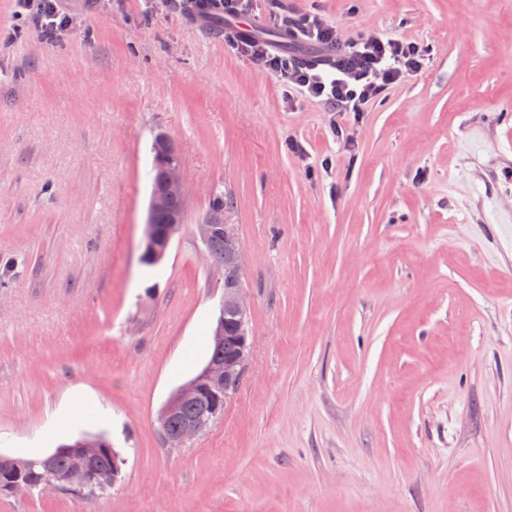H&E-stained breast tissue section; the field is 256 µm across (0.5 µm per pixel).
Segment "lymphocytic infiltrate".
Segmentation results:
<instances>
[{
  "label": "lymphocytic infiltrate",
  "instance_id": "1",
  "mask_svg": "<svg viewBox=\"0 0 512 512\" xmlns=\"http://www.w3.org/2000/svg\"><path fill=\"white\" fill-rule=\"evenodd\" d=\"M33 18L40 38L54 41L69 21L57 0H17ZM289 43H313L320 59L307 63L271 48L253 36L240 37L241 49L260 60L285 87L319 102L328 112H361L390 86L421 70L423 57L415 43L370 34L341 41L334 26L307 17L288 30Z\"/></svg>",
  "mask_w": 512,
  "mask_h": 512
}]
</instances>
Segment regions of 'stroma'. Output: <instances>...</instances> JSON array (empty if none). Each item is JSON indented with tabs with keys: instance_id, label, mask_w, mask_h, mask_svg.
<instances>
[{
	"instance_id": "obj_1",
	"label": "stroma",
	"mask_w": 512,
	"mask_h": 512,
	"mask_svg": "<svg viewBox=\"0 0 512 512\" xmlns=\"http://www.w3.org/2000/svg\"><path fill=\"white\" fill-rule=\"evenodd\" d=\"M60 5L49 43L0 0V455L106 434L123 479L95 512H512V0H249L269 43L316 15L426 50L348 142L184 0ZM161 130L189 194L151 268ZM219 192L250 357L223 416L166 448L157 414L219 315L195 232Z\"/></svg>"
}]
</instances>
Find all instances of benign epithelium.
Wrapping results in <instances>:
<instances>
[{"label":"benign epithelium","instance_id":"1","mask_svg":"<svg viewBox=\"0 0 512 512\" xmlns=\"http://www.w3.org/2000/svg\"><path fill=\"white\" fill-rule=\"evenodd\" d=\"M153 154L165 159L162 174L157 185L152 187L147 219L144 224L141 260L149 261L162 256L170 247L173 239L183 228L182 212L171 210V201L177 197L187 198L186 185L183 175V161L175 149L173 141L164 132L158 133L153 142ZM168 214V223H156L160 214ZM197 236L202 245L216 235H224V250L234 256L237 271H242V244L234 232L232 225L224 223V213L213 211L202 223L196 225ZM232 312L241 317L247 315V304L243 287L227 285L222 293L220 314L212 332V342L221 345L224 343V313ZM248 340L242 341L239 353L233 358L223 361L210 359L203 368L190 380L178 387L167 399L158 413L160 437L164 447L181 448L189 440L204 432L215 420L223 415V410L215 407L211 410L207 420L187 422L178 433L171 434L165 431V423L179 406L195 398L206 386L215 385L224 388V405H229L236 388L244 376L249 360ZM79 462L66 474L57 476L51 472L44 481L41 491L56 493L68 486L85 489L89 486L86 464L95 460L101 451V444L96 439H84L75 448Z\"/></svg>","mask_w":512,"mask_h":512}]
</instances>
